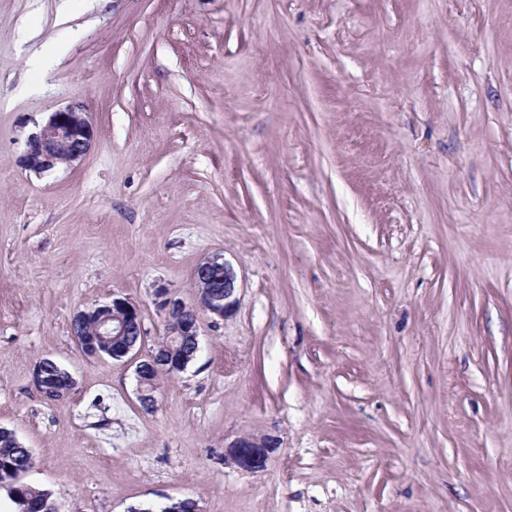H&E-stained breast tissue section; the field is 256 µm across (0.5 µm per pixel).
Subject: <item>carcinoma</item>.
I'll return each instance as SVG.
<instances>
[{
	"label": "carcinoma",
	"instance_id": "obj_1",
	"mask_svg": "<svg viewBox=\"0 0 512 512\" xmlns=\"http://www.w3.org/2000/svg\"><path fill=\"white\" fill-rule=\"evenodd\" d=\"M31 452L17 444L11 430L0 432V485L9 489L15 512H57L51 494L17 481L29 465Z\"/></svg>",
	"mask_w": 512,
	"mask_h": 512
}]
</instances>
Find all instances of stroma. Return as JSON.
Returning a JSON list of instances; mask_svg holds the SVG:
<instances>
[{"mask_svg": "<svg viewBox=\"0 0 512 512\" xmlns=\"http://www.w3.org/2000/svg\"><path fill=\"white\" fill-rule=\"evenodd\" d=\"M0 0V427L58 512H512V0ZM51 59L48 67L40 59ZM75 105L87 155L39 175ZM202 320L143 408L86 355L119 294ZM76 379L49 401L32 374ZM274 437L264 471L225 464ZM93 125L79 106L52 112L46 122L27 141L25 166L38 174L61 166H72L89 151Z\"/></svg>", "mask_w": 512, "mask_h": 512, "instance_id": "obj_1", "label": "stroma"}]
</instances>
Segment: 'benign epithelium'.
<instances>
[{
    "label": "benign epithelium",
    "instance_id": "7a95c632",
    "mask_svg": "<svg viewBox=\"0 0 512 512\" xmlns=\"http://www.w3.org/2000/svg\"><path fill=\"white\" fill-rule=\"evenodd\" d=\"M92 139V122L81 107L58 109L30 135L25 166L38 174L72 166L87 154ZM194 279L198 288L196 302L171 299L165 289H156L166 318V344L160 351L142 355L138 348L143 335L140 310L127 298L115 294L98 310L96 333L77 338L85 353L110 355L114 360L126 359L136 364L138 399L145 408L154 403L152 374L182 372L196 357L202 315L224 319L234 314L239 303L237 276L223 257L213 255L202 260L195 268ZM276 445L270 437H240L224 451V463L246 472H260L266 468L268 455Z\"/></svg>",
    "mask_w": 512,
    "mask_h": 512
}]
</instances>
